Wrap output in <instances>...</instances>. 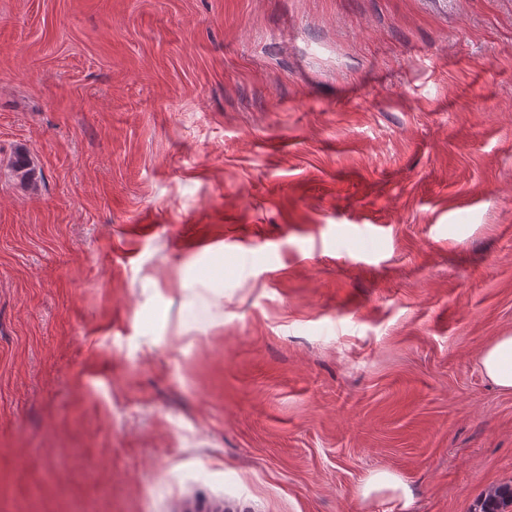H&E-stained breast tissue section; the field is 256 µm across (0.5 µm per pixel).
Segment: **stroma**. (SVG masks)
<instances>
[{
  "label": "stroma",
  "mask_w": 512,
  "mask_h": 512,
  "mask_svg": "<svg viewBox=\"0 0 512 512\" xmlns=\"http://www.w3.org/2000/svg\"><path fill=\"white\" fill-rule=\"evenodd\" d=\"M508 332L512 0H0V512H471ZM483 375L504 392H512V333L497 336L480 353ZM358 497L368 508L371 504L382 503L386 512H411L412 494L402 479L390 472H374L358 488Z\"/></svg>",
  "instance_id": "1"
}]
</instances>
